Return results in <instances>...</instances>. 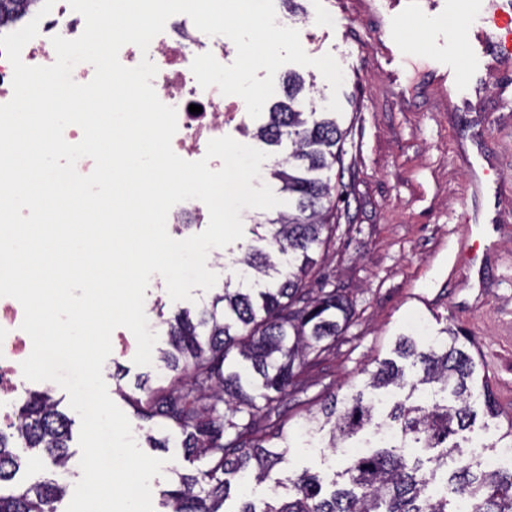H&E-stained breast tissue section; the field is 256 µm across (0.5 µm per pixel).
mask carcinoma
<instances>
[{
  "label": "carcinoma",
  "instance_id": "1",
  "mask_svg": "<svg viewBox=\"0 0 512 512\" xmlns=\"http://www.w3.org/2000/svg\"><path fill=\"white\" fill-rule=\"evenodd\" d=\"M32 2L0 0V16L11 20ZM304 89L301 77H288L284 98L271 103L254 134L269 147L288 148L270 169L288 193V210L232 260L238 287L228 276L211 303L164 320L170 349L159 351L157 382L146 379L121 395L135 416L165 432L147 435L152 447H170L173 433L184 456L206 460L195 474H177L175 488L162 493L165 512H457L447 492L429 490L448 450L460 447L450 438L476 420L475 361L448 327L428 342L401 337L369 373V388L398 393L390 409L358 390L331 396L303 425L324 448H343L374 428L388 429L390 443L349 459L328 490L316 474L285 469L289 437L279 408L304 390L305 373L347 336L354 317L352 300L327 287L322 272L342 195L325 172L343 165L348 131L335 112L306 111ZM71 425L47 392L30 393L14 411L7 430L0 429V512H56L65 487L56 480L20 483L15 446L65 471ZM271 478L262 506L244 499L223 509L232 486ZM451 481L456 499L469 501L473 512H512V476L465 458Z\"/></svg>",
  "mask_w": 512,
  "mask_h": 512
}]
</instances>
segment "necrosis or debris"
<instances>
[{
	"label": "necrosis or debris",
	"instance_id": "obj_1",
	"mask_svg": "<svg viewBox=\"0 0 512 512\" xmlns=\"http://www.w3.org/2000/svg\"><path fill=\"white\" fill-rule=\"evenodd\" d=\"M83 16L71 9L68 0H56L51 12L39 24L38 35L23 48L21 58L31 66L54 63L56 53L53 36L77 38L84 30ZM231 41L224 36H208L199 31L184 14L172 16L164 31L151 42L148 52H140L132 44L120 50L124 66H136L141 58H149L157 73L152 85L158 98L177 111V131L172 139L173 151L182 158H203L210 139L223 136L235 110L244 108L242 98L223 95L218 87L202 88L190 66L195 56L209 52L225 61ZM201 106L198 114L190 113V105ZM24 311L11 297H0V399L24 387L26 380L21 364L30 355V337L21 330Z\"/></svg>",
	"mask_w": 512,
	"mask_h": 512
}]
</instances>
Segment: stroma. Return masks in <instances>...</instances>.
<instances>
[{
	"label": "stroma",
	"instance_id": "obj_1",
	"mask_svg": "<svg viewBox=\"0 0 512 512\" xmlns=\"http://www.w3.org/2000/svg\"><path fill=\"white\" fill-rule=\"evenodd\" d=\"M288 25L298 30L312 57L332 54L344 74L338 95L351 133L341 179L335 243L326 269L333 285L353 302L355 316L347 340L307 375L305 389L281 406L291 429L288 466L325 477L341 470L344 456L328 448L308 449L295 427L300 415L325 394L361 385L365 371L388 357L413 319L428 334L451 327L470 340L479 377L486 380L497 419L474 425L456 437L465 455L479 443H493L512 421V72L484 71L479 91L448 93L437 71L442 50L423 28V14L411 11L404 25L412 45L404 58L388 60L385 42L375 38L374 21L355 0H299ZM481 135L487 146L482 167H469L460 143ZM497 192L492 230L496 248L483 273L459 263L466 229L461 213L486 204L487 186ZM193 289V301H171L161 276H152L144 311L157 335L161 319L179 309H195L222 292ZM137 343L129 330L112 338L103 378L114 403L131 417L137 443L150 426L134 419L124 399L152 366L133 362ZM162 474L151 482L152 502L175 473L194 474L204 461H189L179 449L153 448Z\"/></svg>",
	"mask_w": 512,
	"mask_h": 512
}]
</instances>
